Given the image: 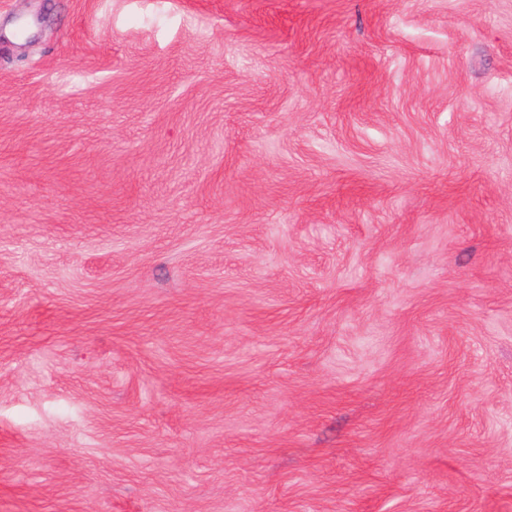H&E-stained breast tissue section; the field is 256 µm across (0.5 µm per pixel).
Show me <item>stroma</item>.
Returning a JSON list of instances; mask_svg holds the SVG:
<instances>
[{
  "mask_svg": "<svg viewBox=\"0 0 512 512\" xmlns=\"http://www.w3.org/2000/svg\"><path fill=\"white\" fill-rule=\"evenodd\" d=\"M0 512H512V0H0Z\"/></svg>",
  "mask_w": 512,
  "mask_h": 512,
  "instance_id": "stroma-1",
  "label": "stroma"
}]
</instances>
